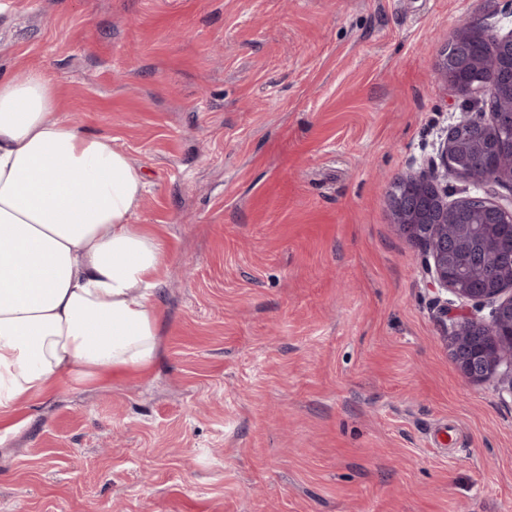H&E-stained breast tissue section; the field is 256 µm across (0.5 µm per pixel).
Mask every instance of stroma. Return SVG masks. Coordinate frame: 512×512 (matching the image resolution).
I'll use <instances>...</instances> for the list:
<instances>
[{"label": "stroma", "instance_id": "obj_1", "mask_svg": "<svg viewBox=\"0 0 512 512\" xmlns=\"http://www.w3.org/2000/svg\"><path fill=\"white\" fill-rule=\"evenodd\" d=\"M503 0H14L0 76L150 185L161 355L0 414V512H512V404L448 353L393 180L461 113L436 73Z\"/></svg>", "mask_w": 512, "mask_h": 512}]
</instances>
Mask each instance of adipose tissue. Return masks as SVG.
<instances>
[{
    "label": "adipose tissue",
    "mask_w": 512,
    "mask_h": 512,
    "mask_svg": "<svg viewBox=\"0 0 512 512\" xmlns=\"http://www.w3.org/2000/svg\"><path fill=\"white\" fill-rule=\"evenodd\" d=\"M144 177L59 110L38 69L0 78V413L60 376L137 371L160 350L166 242L134 223Z\"/></svg>",
    "instance_id": "obj_1"
}]
</instances>
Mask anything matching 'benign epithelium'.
<instances>
[{
  "instance_id": "benign-epithelium-1",
  "label": "benign epithelium",
  "mask_w": 512,
  "mask_h": 512,
  "mask_svg": "<svg viewBox=\"0 0 512 512\" xmlns=\"http://www.w3.org/2000/svg\"><path fill=\"white\" fill-rule=\"evenodd\" d=\"M499 58H512V31L489 35L463 22L440 51L437 73L459 96L486 92L512 112V70H500ZM471 129L481 131L490 143L502 137L498 114H491L487 123L462 115L440 142L438 160L394 181L389 208L399 231L421 247L431 289L451 294L439 314L448 321L446 344L458 369L473 382L498 378L505 383L502 396L512 400V255L504 261L508 278L494 274L480 288L448 275V258L457 247L448 237V221L456 212L469 209L489 231L499 223H512V162L489 173L474 157L459 158V142ZM450 176L469 180L475 194L448 202ZM501 187L507 192L499 191ZM486 308L487 322L478 317Z\"/></svg>"
}]
</instances>
